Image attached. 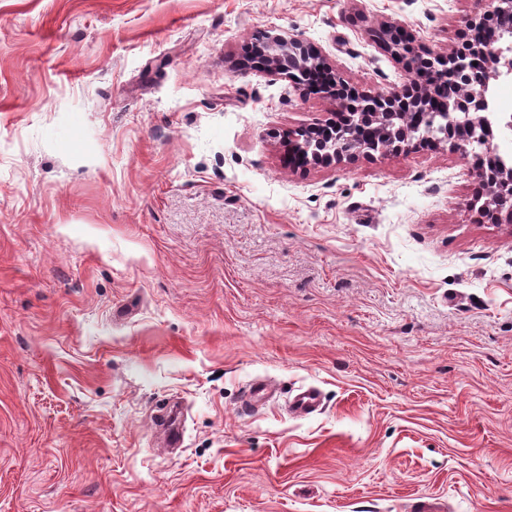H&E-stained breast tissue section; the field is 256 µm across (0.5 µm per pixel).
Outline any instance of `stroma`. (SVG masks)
Here are the masks:
<instances>
[{
	"instance_id": "stroma-1",
	"label": "stroma",
	"mask_w": 512,
	"mask_h": 512,
	"mask_svg": "<svg viewBox=\"0 0 512 512\" xmlns=\"http://www.w3.org/2000/svg\"><path fill=\"white\" fill-rule=\"evenodd\" d=\"M483 11L0 0V512H512V224L443 144L288 169L336 103L238 66L294 34L392 91L372 28ZM321 404L320 393L315 387H309L297 393L290 403V411L298 416L316 412Z\"/></svg>"
}]
</instances>
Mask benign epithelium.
I'll use <instances>...</instances> for the list:
<instances>
[{
    "mask_svg": "<svg viewBox=\"0 0 512 512\" xmlns=\"http://www.w3.org/2000/svg\"><path fill=\"white\" fill-rule=\"evenodd\" d=\"M481 21L472 20L470 38L448 52L435 53L414 45L396 22H384L374 31V40L404 69L415 75L396 91L367 94L334 77L326 59L311 43L297 36L279 34L265 37L262 54L250 55L267 74L296 84L308 70H318L320 83L315 90L329 95L341 107L342 121L314 124L285 134L288 167L309 164L334 165L358 153L390 155L414 146L410 119L429 112H451L460 120L452 125L442 141L454 150L467 151L465 139L491 126L484 92L491 81L512 75V29L496 36L498 48L476 32ZM472 171L487 189L478 212L491 224H512V209L498 204L502 195L512 194V167L498 164L490 147L471 153Z\"/></svg>",
    "mask_w": 512,
    "mask_h": 512,
    "instance_id": "1",
    "label": "benign epithelium"
}]
</instances>
